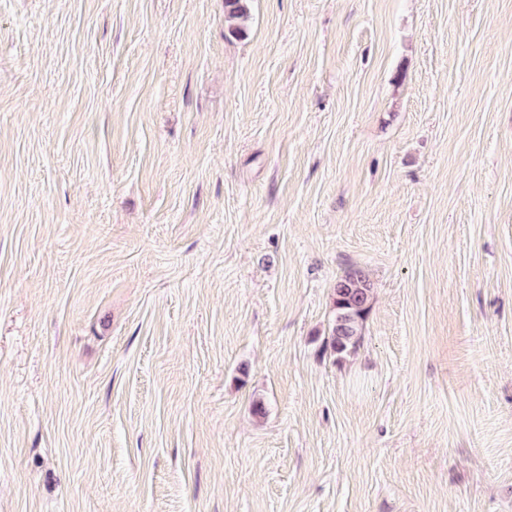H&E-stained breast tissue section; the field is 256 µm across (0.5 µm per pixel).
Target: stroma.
I'll return each mask as SVG.
<instances>
[{"instance_id":"35a3bbf8","label":"stroma","mask_w":512,"mask_h":512,"mask_svg":"<svg viewBox=\"0 0 512 512\" xmlns=\"http://www.w3.org/2000/svg\"><path fill=\"white\" fill-rule=\"evenodd\" d=\"M0 512H512V0H0ZM248 0H224V13L227 18L238 23L230 29L235 36H243L246 33L245 22L249 19ZM371 298V282L364 270L353 268L337 279L332 294L334 319L328 342L337 357L354 352L360 345Z\"/></svg>"}]
</instances>
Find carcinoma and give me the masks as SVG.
Segmentation results:
<instances>
[{
	"label": "carcinoma",
	"mask_w": 512,
	"mask_h": 512,
	"mask_svg": "<svg viewBox=\"0 0 512 512\" xmlns=\"http://www.w3.org/2000/svg\"><path fill=\"white\" fill-rule=\"evenodd\" d=\"M224 13L237 21L230 33L244 35L245 22L249 19L248 0H224ZM371 298V282L364 270L353 268L336 280L332 294L334 319L328 342L336 356L341 358L360 345Z\"/></svg>",
	"instance_id": "carcinoma-1"
}]
</instances>
